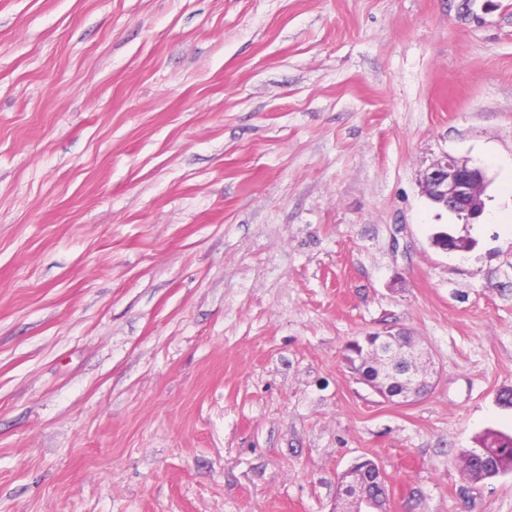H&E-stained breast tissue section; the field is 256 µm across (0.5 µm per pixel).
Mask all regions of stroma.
Listing matches in <instances>:
<instances>
[{
	"label": "stroma",
	"mask_w": 512,
	"mask_h": 512,
	"mask_svg": "<svg viewBox=\"0 0 512 512\" xmlns=\"http://www.w3.org/2000/svg\"><path fill=\"white\" fill-rule=\"evenodd\" d=\"M471 160L502 224L423 194ZM512 0H0V512H512ZM441 231L473 239L449 253ZM387 328L436 386L345 361ZM477 441L480 448L487 450L485 454L479 455L476 448H466L460 457L462 469L470 481L485 482L498 477L500 471L512 473V435L490 429L479 435ZM338 483L347 489L346 507L336 512H384L383 502L389 497L387 481L379 466L364 460L344 471Z\"/></svg>",
	"instance_id": "stroma-1"
}]
</instances>
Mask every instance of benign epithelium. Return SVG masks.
<instances>
[{"label": "benign epithelium", "instance_id": "benign-epithelium-1", "mask_svg": "<svg viewBox=\"0 0 512 512\" xmlns=\"http://www.w3.org/2000/svg\"><path fill=\"white\" fill-rule=\"evenodd\" d=\"M422 185L428 199L452 213L474 219L484 205L486 177L480 167L467 160L442 156L426 171ZM414 349V341H402L399 334L390 331L364 336L354 349L361 361L360 380L388 401L404 405L416 401L434 383L427 379ZM338 483L347 489L345 507L338 512H384L382 503L389 497V488L373 461L367 459L347 469Z\"/></svg>", "mask_w": 512, "mask_h": 512}]
</instances>
